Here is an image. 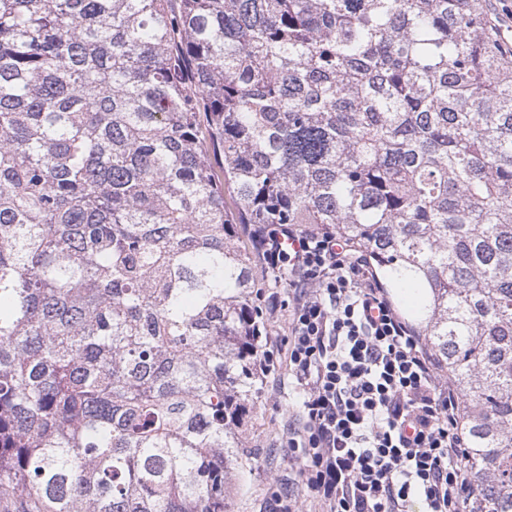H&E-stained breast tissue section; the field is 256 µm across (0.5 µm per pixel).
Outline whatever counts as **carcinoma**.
<instances>
[{"instance_id": "cac0c4a2", "label": "carcinoma", "mask_w": 512, "mask_h": 512, "mask_svg": "<svg viewBox=\"0 0 512 512\" xmlns=\"http://www.w3.org/2000/svg\"><path fill=\"white\" fill-rule=\"evenodd\" d=\"M242 224L369 258L460 396L469 512H512V57L481 0H0V512H226Z\"/></svg>"}]
</instances>
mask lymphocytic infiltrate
I'll return each mask as SVG.
<instances>
[{"label": "lymphocytic infiltrate", "mask_w": 512, "mask_h": 512, "mask_svg": "<svg viewBox=\"0 0 512 512\" xmlns=\"http://www.w3.org/2000/svg\"><path fill=\"white\" fill-rule=\"evenodd\" d=\"M266 272L288 297L278 354L300 396L288 460L321 512H467L460 399L425 341L402 316L368 259L330 233L295 224L248 227Z\"/></svg>", "instance_id": "obj_1"}]
</instances>
